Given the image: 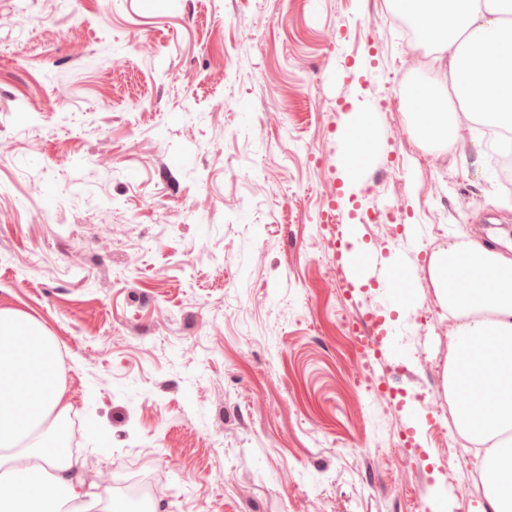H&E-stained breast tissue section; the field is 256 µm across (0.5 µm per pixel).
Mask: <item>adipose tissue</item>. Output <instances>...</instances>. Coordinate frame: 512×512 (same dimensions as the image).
I'll use <instances>...</instances> for the list:
<instances>
[{
  "mask_svg": "<svg viewBox=\"0 0 512 512\" xmlns=\"http://www.w3.org/2000/svg\"><path fill=\"white\" fill-rule=\"evenodd\" d=\"M421 41L448 59L410 87L419 139L460 152L463 121L512 129V25L502 0H393ZM429 274L451 312L446 389L453 426L487 446L477 465L492 512H512V255L477 240L435 252ZM65 399L57 347L40 323L0 309V512H113L92 496L58 428Z\"/></svg>",
  "mask_w": 512,
  "mask_h": 512,
  "instance_id": "obj_1",
  "label": "adipose tissue"
}]
</instances>
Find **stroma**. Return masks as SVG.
Masks as SVG:
<instances>
[{"mask_svg": "<svg viewBox=\"0 0 512 512\" xmlns=\"http://www.w3.org/2000/svg\"><path fill=\"white\" fill-rule=\"evenodd\" d=\"M395 17L391 0H0V308L53 336L73 453L109 497L138 475L157 512H490L474 453L435 428L449 320L428 264L462 237L511 255L512 193L476 123L463 153L419 144L406 91L436 52ZM354 110L375 139L346 221L380 265L405 258L390 305L376 281L332 285L322 216ZM368 310L399 389L373 402L344 332Z\"/></svg>", "mask_w": 512, "mask_h": 512, "instance_id": "obj_1", "label": "stroma"}]
</instances>
